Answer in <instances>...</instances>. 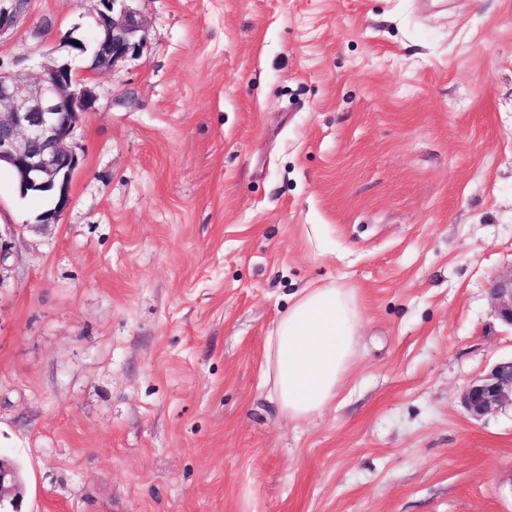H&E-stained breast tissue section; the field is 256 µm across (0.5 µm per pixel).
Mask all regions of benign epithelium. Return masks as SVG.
<instances>
[{"instance_id": "1", "label": "benign epithelium", "mask_w": 512, "mask_h": 512, "mask_svg": "<svg viewBox=\"0 0 512 512\" xmlns=\"http://www.w3.org/2000/svg\"><path fill=\"white\" fill-rule=\"evenodd\" d=\"M132 2L96 0L90 11L91 42L70 44L77 55H87V74L109 72L142 47L146 22ZM27 5L28 0H0V35L16 27ZM94 103L67 60L50 57L33 74H0V167L13 173L20 195L49 198L50 205L39 216L44 228L58 223L69 204L79 169L72 139ZM491 297L498 317L512 328V272L493 282ZM463 401L474 418L512 405V357L498 361L487 375L467 385ZM21 489L19 468L0 457V509L8 502L12 512H19L15 506Z\"/></svg>"}]
</instances>
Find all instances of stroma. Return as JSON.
Here are the masks:
<instances>
[{"mask_svg": "<svg viewBox=\"0 0 512 512\" xmlns=\"http://www.w3.org/2000/svg\"><path fill=\"white\" fill-rule=\"evenodd\" d=\"M30 0L0 73L86 38ZM137 56L86 80L71 204L0 170V457L20 512H512V0H136ZM41 36H33L35 27ZM350 289L360 345L292 421L266 338ZM491 297L498 317L512 329V270L493 282ZM463 401L473 418L508 403L512 407V356L498 361L487 375L467 385Z\"/></svg>", "mask_w": 512, "mask_h": 512, "instance_id": "obj_1", "label": "stroma"}]
</instances>
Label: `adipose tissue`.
I'll list each match as a JSON object with an SVG mask.
<instances>
[{
	"label": "adipose tissue",
	"mask_w": 512,
	"mask_h": 512,
	"mask_svg": "<svg viewBox=\"0 0 512 512\" xmlns=\"http://www.w3.org/2000/svg\"><path fill=\"white\" fill-rule=\"evenodd\" d=\"M362 314L343 288H304L266 340L265 384L283 414L307 418L335 399L355 357Z\"/></svg>",
	"instance_id": "1"
}]
</instances>
